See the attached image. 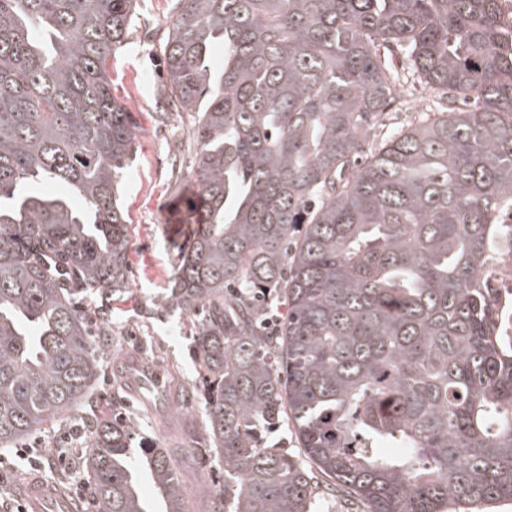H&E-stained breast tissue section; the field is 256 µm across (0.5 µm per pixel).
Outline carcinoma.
I'll return each instance as SVG.
<instances>
[{"label":"carcinoma","instance_id":"1","mask_svg":"<svg viewBox=\"0 0 512 512\" xmlns=\"http://www.w3.org/2000/svg\"><path fill=\"white\" fill-rule=\"evenodd\" d=\"M137 7L0 0V447L87 402L106 353L77 298L129 290L134 131L107 64ZM163 58L194 121L199 229L164 303L192 322L210 512H309L321 477L367 512L512 500V345L479 274L512 209L497 0H177ZM410 74L438 111L361 160ZM284 419L311 467L265 445ZM137 435L89 428L94 512H147L144 477L185 512L195 457Z\"/></svg>","mask_w":512,"mask_h":512}]
</instances>
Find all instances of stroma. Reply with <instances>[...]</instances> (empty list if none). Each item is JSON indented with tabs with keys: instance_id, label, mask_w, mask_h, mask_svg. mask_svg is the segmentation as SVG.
I'll list each match as a JSON object with an SVG mask.
<instances>
[{
	"instance_id": "35a3bbf8",
	"label": "stroma",
	"mask_w": 512,
	"mask_h": 512,
	"mask_svg": "<svg viewBox=\"0 0 512 512\" xmlns=\"http://www.w3.org/2000/svg\"><path fill=\"white\" fill-rule=\"evenodd\" d=\"M138 4L126 43L114 51L109 63L112 94L129 112L136 132L132 164L120 189L129 224L130 290L123 301L111 306L112 320L104 338L109 363L93 397L69 419L42 433L49 449L60 445L65 431L75 426L88 429L92 421L116 410L137 421L138 441L148 447H167L184 417H191L197 428L205 426L189 321L159 304L181 253L197 232L188 213L189 202L198 193L187 153L191 118L167 111L160 52L172 24L174 0H138ZM412 92L409 106L395 104L383 112L378 137L417 122L428 109L431 100L422 87L414 86ZM115 360L137 369H159L164 383L176 382L185 388L182 402L163 397L143 406L128 381L113 377ZM194 456L195 464L180 471L184 506L186 512H208L207 490L223 485L224 475L214 453L198 449ZM33 477L64 489L73 482L64 472L33 469L15 453L0 455L1 499L13 500L17 485Z\"/></svg>"
}]
</instances>
